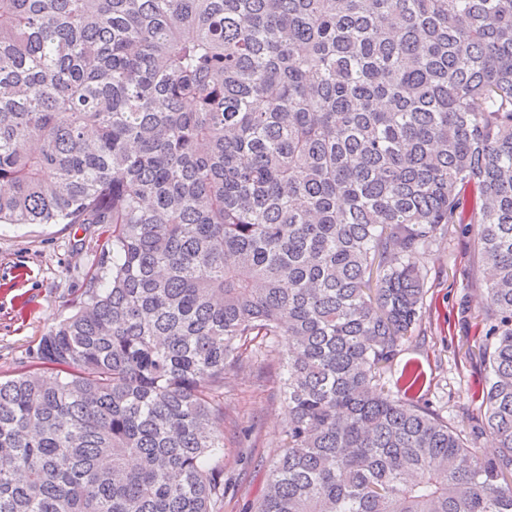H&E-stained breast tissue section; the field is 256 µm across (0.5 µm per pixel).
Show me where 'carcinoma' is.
Returning <instances> with one entry per match:
<instances>
[{"instance_id": "carcinoma-1", "label": "carcinoma", "mask_w": 512, "mask_h": 512, "mask_svg": "<svg viewBox=\"0 0 512 512\" xmlns=\"http://www.w3.org/2000/svg\"><path fill=\"white\" fill-rule=\"evenodd\" d=\"M0 222L112 258L0 380V512H222L224 385L281 337L254 512H512V0H0ZM451 224L490 452L382 383Z\"/></svg>"}]
</instances>
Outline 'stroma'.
<instances>
[{"label":"stroma","mask_w":512,"mask_h":512,"mask_svg":"<svg viewBox=\"0 0 512 512\" xmlns=\"http://www.w3.org/2000/svg\"><path fill=\"white\" fill-rule=\"evenodd\" d=\"M471 224L434 243L421 259L425 276L423 319L384 368L395 397L409 371L422 382L415 401L463 434L478 433L483 410L476 393L487 372L477 352L484 285L476 276ZM82 250H75V241ZM98 249L96 239L67 224L0 223V379L22 369L28 351L50 327L68 316L70 300ZM283 345L247 351L224 388V481L230 486L223 512H247L267 487V462L286 446L288 405ZM478 444L493 447L490 433Z\"/></svg>","instance_id":"1"}]
</instances>
